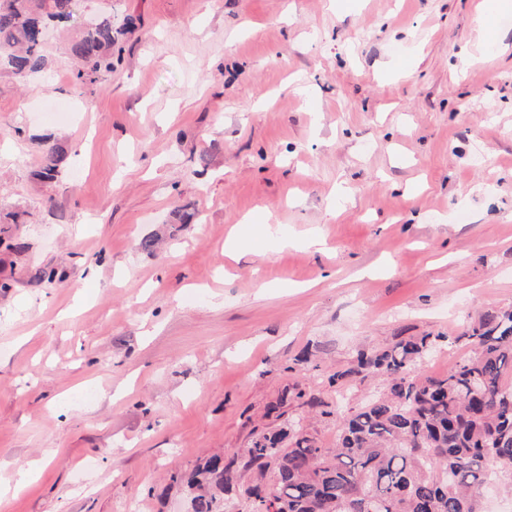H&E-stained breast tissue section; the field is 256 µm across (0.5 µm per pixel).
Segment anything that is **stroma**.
Wrapping results in <instances>:
<instances>
[{
  "mask_svg": "<svg viewBox=\"0 0 512 512\" xmlns=\"http://www.w3.org/2000/svg\"><path fill=\"white\" fill-rule=\"evenodd\" d=\"M105 14L82 95L57 34L39 77L0 72V512H190L171 474L244 456L291 391L358 406L382 379L329 377L359 351L512 311V0L76 20ZM112 17L105 16L81 30L70 50L82 64L74 75L73 89L81 93L84 85L95 83L101 76L112 71L113 44Z\"/></svg>",
  "mask_w": 512,
  "mask_h": 512,
  "instance_id": "stroma-1",
  "label": "stroma"
}]
</instances>
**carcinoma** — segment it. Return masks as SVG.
Segmentation results:
<instances>
[{
    "label": "carcinoma",
    "mask_w": 512,
    "mask_h": 512,
    "mask_svg": "<svg viewBox=\"0 0 512 512\" xmlns=\"http://www.w3.org/2000/svg\"><path fill=\"white\" fill-rule=\"evenodd\" d=\"M76 0H0V53L17 80L45 68L43 27L74 21ZM112 17L80 31L70 50L82 64L79 93L112 72ZM65 162L49 148L40 176L53 180ZM445 342L472 356L439 377L415 365ZM385 380L380 395L336 415V447L325 448L300 421L264 434L248 449L245 467L257 480L242 487L235 460L214 456L189 474L192 512H224L239 493L251 512H480L484 486L500 481L512 492V311L492 312L455 336H398L392 343L329 377L342 387L370 376Z\"/></svg>",
    "instance_id": "1"
}]
</instances>
